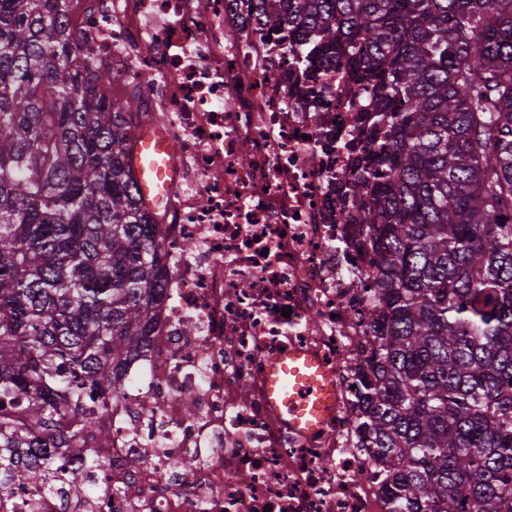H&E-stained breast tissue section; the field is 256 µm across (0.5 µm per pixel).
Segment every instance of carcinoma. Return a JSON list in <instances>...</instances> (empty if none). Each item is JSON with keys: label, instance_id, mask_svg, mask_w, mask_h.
<instances>
[{"label": "carcinoma", "instance_id": "carcinoma-1", "mask_svg": "<svg viewBox=\"0 0 512 512\" xmlns=\"http://www.w3.org/2000/svg\"><path fill=\"white\" fill-rule=\"evenodd\" d=\"M69 0H0V512L97 492L82 453L165 282L126 158L139 122L85 76ZM296 61L367 92L346 213L373 253L364 447L391 512H512V0H258Z\"/></svg>", "mask_w": 512, "mask_h": 512}]
</instances>
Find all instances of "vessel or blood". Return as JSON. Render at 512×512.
Wrapping results in <instances>:
<instances>
[{"mask_svg":"<svg viewBox=\"0 0 512 512\" xmlns=\"http://www.w3.org/2000/svg\"><path fill=\"white\" fill-rule=\"evenodd\" d=\"M171 145L153 130H139L130 166L146 206L161 204L171 171ZM267 395L272 410L290 428L312 433L326 422L335 402L328 372L312 355L290 351L271 359L266 367Z\"/></svg>","mask_w":512,"mask_h":512,"instance_id":"vessel-or-blood-1","label":"vessel or blood"}]
</instances>
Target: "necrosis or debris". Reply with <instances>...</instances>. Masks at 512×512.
Returning a JSON list of instances; mask_svg holds the SVG:
<instances>
[{
	"label": "necrosis or debris",
	"mask_w": 512,
	"mask_h": 512,
	"mask_svg": "<svg viewBox=\"0 0 512 512\" xmlns=\"http://www.w3.org/2000/svg\"><path fill=\"white\" fill-rule=\"evenodd\" d=\"M255 2L71 0L81 70L112 68L172 146L166 297L98 421L112 436L91 442L106 466L83 512L391 510L397 463L362 447L356 424L373 300L364 232L345 216L360 152L347 132L368 100L344 74L296 64L292 35L262 27ZM291 347L336 380L311 436L268 405L266 360ZM190 455L196 467L178 468Z\"/></svg>",
	"instance_id": "4bbe7bcc"
}]
</instances>
